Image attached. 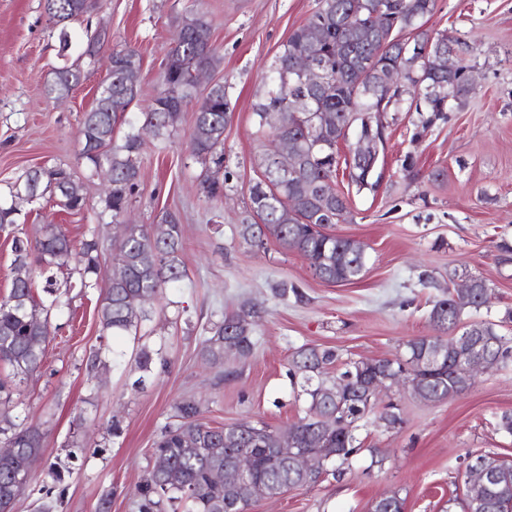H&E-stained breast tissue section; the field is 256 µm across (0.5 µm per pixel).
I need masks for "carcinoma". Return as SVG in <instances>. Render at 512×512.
<instances>
[{"label":"carcinoma","instance_id":"cac0c4a2","mask_svg":"<svg viewBox=\"0 0 512 512\" xmlns=\"http://www.w3.org/2000/svg\"><path fill=\"white\" fill-rule=\"evenodd\" d=\"M435 0H315L305 24L283 44L266 77V91L253 105L254 135L263 152L258 166L267 181L256 180L250 188L249 210L260 221L243 224L239 237L261 247L273 239L288 252L302 255L320 271L321 280L332 284H352L366 266L364 247L336 236L326 228L347 220L348 198L336 190L339 164L347 187L360 193L374 191L378 182L369 172L371 158L336 159V151L314 147L315 140L336 141L343 128L355 133H371L387 141L386 114L430 112L437 117L460 105L470 83L462 68L450 72L443 58L451 52V38H436L422 30L423 20L433 13ZM94 6L88 0H46L48 14L60 25L59 55L79 50L77 59L95 62L105 36L84 28V39H74L71 25L84 22ZM211 22L192 7L182 18L176 39L162 59L161 87L151 103L141 111L130 108L140 93V57L129 48L111 54L109 77L99 92L96 105L84 114L80 131L79 158L87 165V178L105 176L109 192L104 211L118 223L126 213L131 196L139 187L142 134L164 136L178 120L170 107L184 105L195 97L191 78L195 70H216L222 58L211 43ZM427 49L429 54L413 67L409 51ZM313 54L323 64L325 84L311 91L296 81L294 60ZM393 72L401 80L384 86L378 74ZM81 66L72 63L57 68L51 93L67 94L79 85ZM445 85L446 94L418 98L412 88ZM231 119L224 85L202 101L188 136V150L195 159H212L223 164L224 130ZM127 126L121 141L115 130ZM296 141L299 150L313 153V160L300 164L284 177L270 163L277 137ZM228 177L213 174L205 181L210 200L224 196ZM58 198L64 208L80 211L86 205L82 182L61 167L33 169L9 187L8 196L40 199ZM183 229L172 213L153 225L126 224L112 248V264L124 274L103 290L99 308L101 333L122 336L137 331L147 319L145 305L163 298L169 288H180L187 278L181 258ZM12 279L8 297L0 302V362L12 367L15 375L35 372L42 360V345L51 335L50 313L61 306L57 281L46 278L44 292L52 296L50 305L36 299L35 277L57 268H71L79 275V288L99 286L98 243H75L60 224H45L41 234L31 238L23 232L12 236ZM491 288L478 277L459 292L450 287L433 302L430 320L451 329L460 317L490 303ZM259 313L243 306L203 327L201 354L210 364L224 363V344H236L238 359L253 353L254 333ZM482 342L491 364L512 360V341L500 335L494 324L475 321L464 331ZM460 337L440 340L438 362L430 361L431 350L420 340L404 342V351L393 358L390 374L399 377L411 393L424 401H440L453 384L465 377L466 367L457 358ZM338 361L336 351L318 346H302L294 352L288 367L291 380H301L305 414L284 430L260 421H246L229 427H213L203 421L201 405L192 397L182 399L172 419L157 434L152 456L165 463L163 470L151 467L138 488V512H246L254 498L251 485L267 493L282 494L312 488L318 478L302 474L293 460L303 452L324 459V465L341 467L360 450L355 431L358 422L374 410L375 401L350 397L346 389L372 376L374 368L363 361L345 364L333 380L321 378L326 366ZM138 368L149 373L158 366L166 370L168 361L146 346L136 356ZM12 392L0 381V512H11L20 493L29 485L28 460L41 447L39 429L18 424L10 415ZM239 455L253 458L254 467L243 487L216 481V475ZM493 464L495 479L482 494L495 502L494 512H512V461L484 456ZM371 512H404L398 493L387 495L371 506Z\"/></svg>","mask_w":512,"mask_h":512}]
</instances>
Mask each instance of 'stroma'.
I'll list each match as a JSON object with an SVG mask.
<instances>
[{"label": "stroma", "instance_id": "1", "mask_svg": "<svg viewBox=\"0 0 512 512\" xmlns=\"http://www.w3.org/2000/svg\"><path fill=\"white\" fill-rule=\"evenodd\" d=\"M191 4L99 0L90 15L92 28L107 35L105 51H137L141 102L159 89L161 60ZM313 7L314 0H202L223 57L212 78L223 84L232 110L224 131L231 178L221 201L205 198L206 170L187 158L197 103L185 106L165 143L146 138L140 190L125 219L153 224L163 212L178 215L189 283L154 303L148 334L138 340L100 335V288L112 274L115 234L98 221L106 181L87 179L79 157L83 116L96 102L106 65L85 67L78 87L52 98L48 88L61 60L45 0H0V190L34 168H67L84 181L86 208L69 212L53 199H20L19 227L33 237L41 225L60 224L74 240L97 239L100 250L99 288L71 289L68 306L51 314L56 331L43 346L39 369L12 380L13 414L32 418L42 434L33 479L13 512H35L55 462L65 469L62 512H138L137 486L152 465L158 429L182 397L194 396L214 427L257 420L288 427L304 409L287 376L296 349L334 347L345 361L395 357L409 338L440 335L429 319L434 296L471 277L486 280L492 298L462 315L461 324L485 320L512 339L505 319L512 309V262L498 249L512 245V0H436L425 28L459 39L452 60L470 70L472 89L444 120L389 113L380 184L350 195V220L332 228L366 248L355 283L322 281L303 256L275 241L260 248L241 242L238 228L261 152L252 108L270 65ZM438 170L444 179L431 180ZM282 282L296 285L299 297L276 298ZM246 301L263 311L257 344L229 376L203 363L199 338L208 320ZM144 344L162 351L166 370L141 374L135 356ZM95 350L106 360L120 356V365L89 371ZM391 403L400 418L393 427L380 418ZM505 412H512V362L476 374L466 390L434 404L417 400L404 385L392 386L357 428L361 449L349 466L314 487L252 502L248 512H369L372 502L395 490L404 512H444L464 491L468 456L512 460V436L496 426ZM115 421L121 426L116 437L107 433Z\"/></svg>", "mask_w": 512, "mask_h": 512}]
</instances>
